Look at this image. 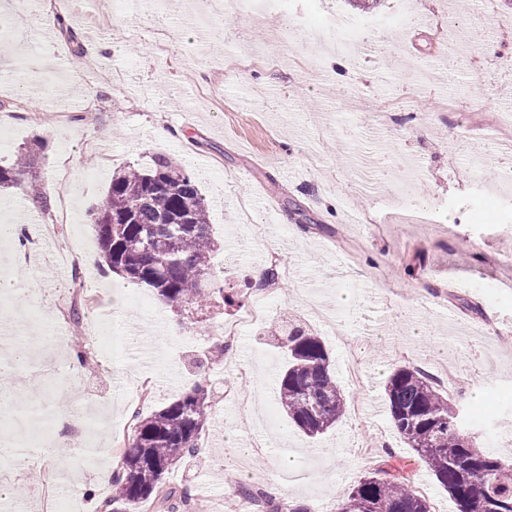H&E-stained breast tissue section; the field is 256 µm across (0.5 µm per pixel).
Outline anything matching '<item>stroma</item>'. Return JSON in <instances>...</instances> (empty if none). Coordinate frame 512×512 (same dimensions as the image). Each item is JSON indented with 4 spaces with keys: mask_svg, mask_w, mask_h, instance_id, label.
<instances>
[{
    "mask_svg": "<svg viewBox=\"0 0 512 512\" xmlns=\"http://www.w3.org/2000/svg\"><path fill=\"white\" fill-rule=\"evenodd\" d=\"M71 25L0 54V164L41 139L38 162L48 211L19 190L0 191V219H23L27 249L17 287L37 312L26 339L38 347L29 374L9 373L19 411L38 418L44 445L10 469L24 495L0 493V512H48L46 477L57 474L94 512L111 495L99 470L133 434L128 400L149 395L142 414L199 382L213 388L211 422L198 453L167 486L189 489L206 512H228L229 479L263 488L274 501L334 512L340 492L375 469L427 487L437 512L457 506L427 464L392 434L384 399L392 368L458 376L449 398L479 447L512 457V128L496 117L512 104V0H379L362 13L352 0H285L260 19L225 13L198 46L207 0H172L167 12L141 0H43ZM336 14L358 20L355 62L313 38ZM108 44L99 52L100 44ZM47 59L51 97L7 87L17 57ZM171 131L157 137L158 127ZM162 154L183 166L209 202L220 249L214 276L243 305L177 311L147 288L83 259L99 252L87 212L116 168ZM496 164L488 168L486 157ZM277 272L270 292L253 270ZM261 301L262 322L242 328L224 356L220 325ZM81 319L73 321L71 306ZM178 321V335L167 331ZM301 324L328 348L349 409L336 427L306 439L278 398L281 341ZM143 331L140 362L128 327ZM96 368L85 372L64 348L72 337ZM206 368H196L198 359ZM357 363L364 384L348 381ZM72 405L90 465L71 470L53 447L51 417ZM266 450L244 454L247 440ZM305 475L289 479V466Z\"/></svg>",
    "mask_w": 512,
    "mask_h": 512,
    "instance_id": "stroma-1",
    "label": "stroma"
}]
</instances>
